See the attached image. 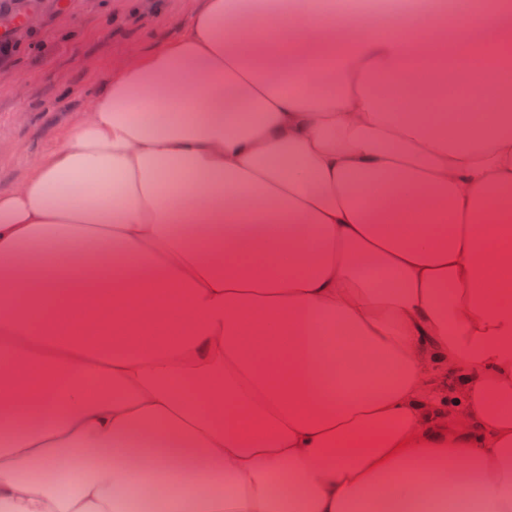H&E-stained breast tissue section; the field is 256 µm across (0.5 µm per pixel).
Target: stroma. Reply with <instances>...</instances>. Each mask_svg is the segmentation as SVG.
<instances>
[{"instance_id": "obj_1", "label": "stroma", "mask_w": 512, "mask_h": 512, "mask_svg": "<svg viewBox=\"0 0 512 512\" xmlns=\"http://www.w3.org/2000/svg\"><path fill=\"white\" fill-rule=\"evenodd\" d=\"M203 0H157L131 11L128 0H0V23L31 11L38 22L5 35L17 48L0 82V193L20 183L31 163L63 144L67 133L129 47L158 49L183 37Z\"/></svg>"}]
</instances>
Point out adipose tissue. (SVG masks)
<instances>
[{
  "instance_id": "obj_1",
  "label": "adipose tissue",
  "mask_w": 512,
  "mask_h": 512,
  "mask_svg": "<svg viewBox=\"0 0 512 512\" xmlns=\"http://www.w3.org/2000/svg\"><path fill=\"white\" fill-rule=\"evenodd\" d=\"M463 27L206 0L129 52L0 194V330L61 351H0L9 512H512V64L440 63L512 47V5Z\"/></svg>"
}]
</instances>
